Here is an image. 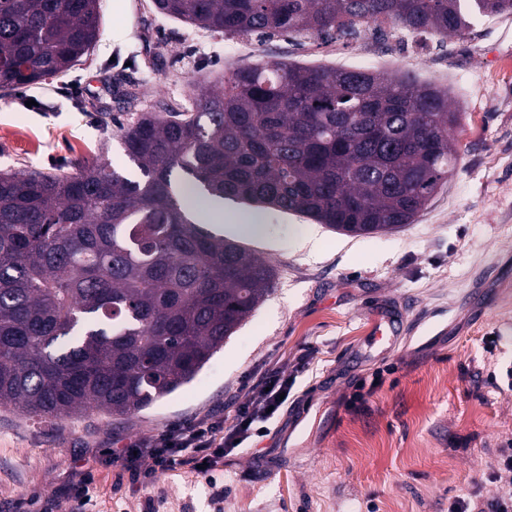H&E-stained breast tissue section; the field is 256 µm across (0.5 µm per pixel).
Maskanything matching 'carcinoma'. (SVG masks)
<instances>
[{"instance_id": "cac0c4a2", "label": "carcinoma", "mask_w": 512, "mask_h": 512, "mask_svg": "<svg viewBox=\"0 0 512 512\" xmlns=\"http://www.w3.org/2000/svg\"><path fill=\"white\" fill-rule=\"evenodd\" d=\"M224 36H352L390 21L461 37L512 0H154ZM100 0H0V92L66 74ZM448 90L409 74L265 60L120 128L132 179L0 169V406L123 416L189 383L271 294L274 267L204 228L188 197L283 210L340 234L412 223L454 172Z\"/></svg>"}]
</instances>
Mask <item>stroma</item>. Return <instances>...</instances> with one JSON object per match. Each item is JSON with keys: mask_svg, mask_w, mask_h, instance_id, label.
Instances as JSON below:
<instances>
[{"mask_svg": "<svg viewBox=\"0 0 512 512\" xmlns=\"http://www.w3.org/2000/svg\"><path fill=\"white\" fill-rule=\"evenodd\" d=\"M100 37L66 75L27 87L40 108L0 97V167L80 166L107 158L131 177L118 130L134 114L198 96L229 69L259 58L410 73L449 90L459 112V166L416 220L346 236L306 217L225 202L259 214L258 237L234 224L214 232L272 264L274 290L196 378L148 409L118 419L91 408L42 423L0 408V512L34 496L57 500L74 463L96 477L91 512H448L480 489L493 497L497 449L512 444V13L477 16L461 37L361 25L354 40L255 36L235 50L164 17L153 0H102ZM82 93L61 94L65 84ZM400 320L391 350L373 345L380 317ZM295 379L294 403L270 436L250 441L215 476L177 470L141 486L101 449L209 413L232 420L239 388L269 365ZM394 366L362 405L353 383Z\"/></svg>", "mask_w": 512, "mask_h": 512, "instance_id": "35a3bbf8", "label": "stroma"}]
</instances>
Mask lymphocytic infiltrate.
I'll return each instance as SVG.
<instances>
[{
	"label": "lymphocytic infiltrate",
	"instance_id": "f902f5d3",
	"mask_svg": "<svg viewBox=\"0 0 512 512\" xmlns=\"http://www.w3.org/2000/svg\"><path fill=\"white\" fill-rule=\"evenodd\" d=\"M293 386V379L279 368H267L243 386L232 425H225L220 414L196 417L148 438L127 439L108 454L136 482L146 484L156 473L185 466L198 469L200 477L211 478L240 445L269 434L271 424L287 411L286 397ZM491 476L502 483L495 496L486 499L480 491H472L468 497L454 498L448 512H512V448L501 450Z\"/></svg>",
	"mask_w": 512,
	"mask_h": 512
}]
</instances>
